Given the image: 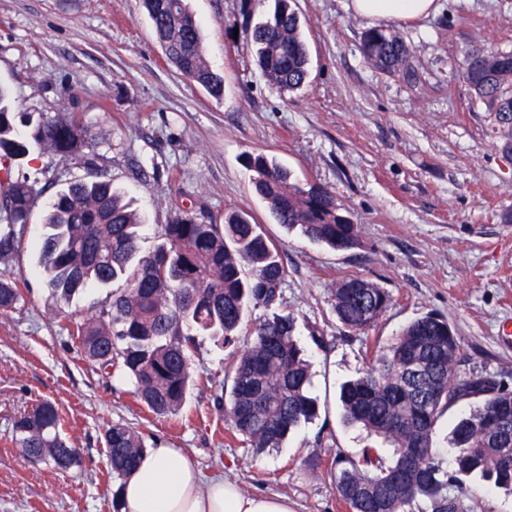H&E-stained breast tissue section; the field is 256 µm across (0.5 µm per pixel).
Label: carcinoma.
Listing matches in <instances>:
<instances>
[{
	"mask_svg": "<svg viewBox=\"0 0 512 512\" xmlns=\"http://www.w3.org/2000/svg\"><path fill=\"white\" fill-rule=\"evenodd\" d=\"M272 18L245 29L263 76L281 91L303 89L309 52L292 0H273ZM166 60L212 97L224 95V77L208 65L200 27L186 0H142ZM361 51L376 69L418 83L415 49L392 29L372 28ZM471 95L502 126V150L512 152V51L471 45L461 54ZM46 158L42 178L14 174L31 152ZM72 161L85 176L46 203L37 238L38 272L50 299L67 305L93 288L122 280L109 302L66 329L80 354L103 377L133 382L134 395L156 415L180 410L192 382L191 355L205 335L231 346L253 307L282 301L286 269L274 241L239 211L215 224L183 211L161 227L160 243L141 257L145 225L123 202L100 163L94 138L76 112H16L0 87V259L14 254L35 200L55 181L56 165ZM251 187L275 223L334 250L357 245V225L340 213L325 187H303L274 158L248 154ZM27 284L0 276V310L14 308ZM337 321L350 333L373 329L393 304L373 281L349 276L331 291ZM294 316L272 313L256 323L245 349L224 363V386L214 394L232 431L257 453L279 448L319 412L309 396L311 363L297 343ZM460 346L448 321L426 313L386 345L366 343V369L342 385L347 423L375 442L357 455L336 452L329 476L349 512H471L463 478L473 473L512 491V388L489 375H463ZM478 399L450 432L453 468L443 467L434 438L448 406ZM12 442L35 462L67 469L78 450L63 434V418L42 403L13 425ZM115 480L127 477L146 450L135 427L114 422L104 430Z\"/></svg>",
	"mask_w": 512,
	"mask_h": 512,
	"instance_id": "carcinoma-1",
	"label": "carcinoma"
}]
</instances>
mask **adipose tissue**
<instances>
[{
	"mask_svg": "<svg viewBox=\"0 0 512 512\" xmlns=\"http://www.w3.org/2000/svg\"><path fill=\"white\" fill-rule=\"evenodd\" d=\"M373 23H404L437 12L438 0H350ZM120 512H294L287 497L248 493L224 476L203 478L180 449L147 450L122 484Z\"/></svg>",
	"mask_w": 512,
	"mask_h": 512,
	"instance_id": "ef3b65f1",
	"label": "adipose tissue"
}]
</instances>
